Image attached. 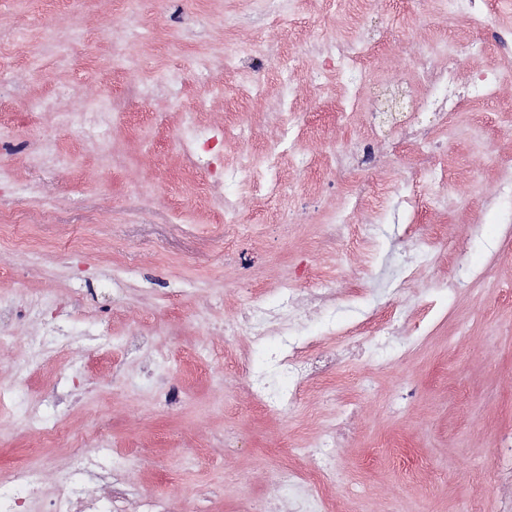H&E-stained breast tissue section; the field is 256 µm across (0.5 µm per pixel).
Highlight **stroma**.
Returning a JSON list of instances; mask_svg holds the SVG:
<instances>
[{
  "label": "stroma",
  "instance_id": "stroma-1",
  "mask_svg": "<svg viewBox=\"0 0 512 512\" xmlns=\"http://www.w3.org/2000/svg\"><path fill=\"white\" fill-rule=\"evenodd\" d=\"M174 0L157 13L153 0H0V130L13 141L37 128L53 129L61 156L42 151L0 155V205L25 221L24 246L0 234V305L43 304L42 316L12 326L0 342V490L24 467L44 476L41 496L28 512H44L60 490L57 481L73 446L105 433L121 460L170 512L195 499L197 512H245L251 497L290 504L294 491L275 481L286 465H314L312 448L337 428L344 407L347 438L336 449V479L308 486L309 497H353L356 512H501L491 483L502 433L512 431V201L498 195L512 178V114L497 101L459 113L435 142L448 166L447 183L428 186L432 201L408 212L392 199L377 226L369 261L347 239L326 240L327 225L346 206V184L300 162L335 146L355 149L363 137L398 140L400 120L414 104L399 78L412 59L403 35L408 24L436 40L440 52L461 37L490 39L512 27V0L483 27L450 15L448 0L411 16L406 0ZM355 35L372 46L358 111L340 112L336 79L307 87L308 108L296 125L283 123L284 89L271 56L309 34ZM81 38L84 58L58 60L53 41ZM247 53L257 62L261 91L224 70V57ZM183 85L168 93L126 101L102 134L77 137L74 114L122 96L130 82H152L173 70ZM51 99L48 112L32 106ZM200 107V120L225 138L224 156L249 150L263 159L270 140L292 144L279 164L281 194L254 200L233 183L216 194L204 172L189 169L176 133L183 109ZM314 181L325 190L302 202ZM237 197L236 225L225 228L222 196ZM447 230V249L466 267L437 265L417 283L402 279L409 256L434 232ZM249 255L250 269L239 265ZM324 266L328 303L301 313L304 336L335 348L350 328L382 318L392 306L410 330L424 305L447 298L448 314L434 335L402 362L363 357L341 368L328 384L308 390L294 413L279 420L259 412L237 369L240 349L253 366L265 353L248 337L227 340L212 318L233 320L250 289L265 302H281L282 280L312 288L310 271ZM486 269L474 281L466 268ZM64 333L48 340L45 321ZM153 325L151 345L128 354L132 332ZM73 380L74 399L47 413L49 426L69 434L67 444L28 422L42 390ZM417 394L394 406L404 380ZM180 386L179 401L164 408L157 387ZM231 427L246 440L225 459L213 433Z\"/></svg>",
  "mask_w": 512,
  "mask_h": 512
}]
</instances>
